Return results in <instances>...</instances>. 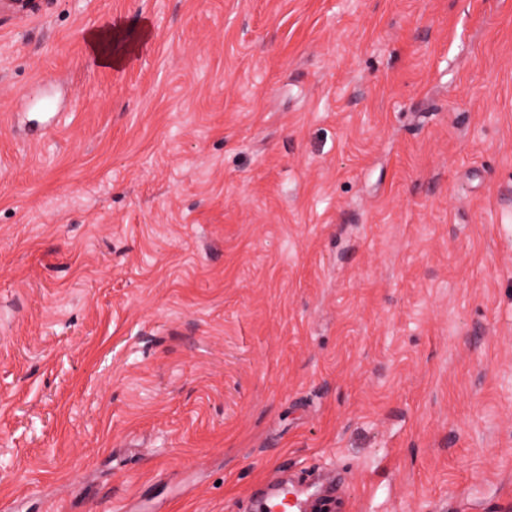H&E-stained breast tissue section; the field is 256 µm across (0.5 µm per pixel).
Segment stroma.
Instances as JSON below:
<instances>
[{
    "label": "stroma",
    "mask_w": 512,
    "mask_h": 512,
    "mask_svg": "<svg viewBox=\"0 0 512 512\" xmlns=\"http://www.w3.org/2000/svg\"><path fill=\"white\" fill-rule=\"evenodd\" d=\"M150 20L117 70L94 27ZM512 512V0L0 8V502Z\"/></svg>",
    "instance_id": "stroma-1"
}]
</instances>
